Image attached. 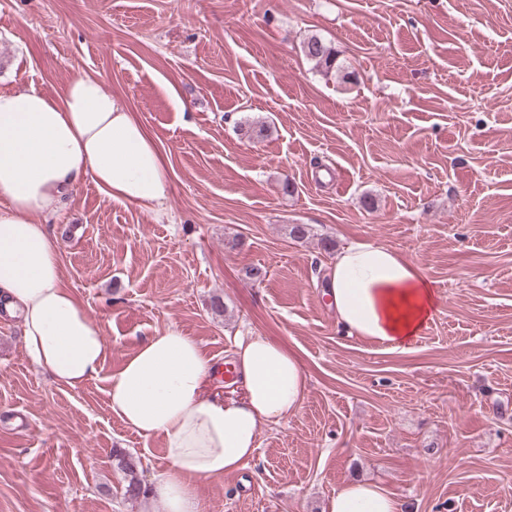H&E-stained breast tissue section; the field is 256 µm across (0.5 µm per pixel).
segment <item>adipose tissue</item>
I'll return each mask as SVG.
<instances>
[{"instance_id": "obj_1", "label": "adipose tissue", "mask_w": 512, "mask_h": 512, "mask_svg": "<svg viewBox=\"0 0 512 512\" xmlns=\"http://www.w3.org/2000/svg\"><path fill=\"white\" fill-rule=\"evenodd\" d=\"M88 178L110 198L151 212L169 185L157 143L97 77L75 75L55 95L0 90V305L19 316L31 363L69 387L99 375L105 344L100 325L62 284L44 219ZM329 276L339 324L393 350L419 336L436 311L421 267L378 243L346 246ZM232 366L242 397L209 395L212 357L171 325L106 378L111 413L143 437L164 438L169 467L148 497L166 512H204L196 481L246 467L262 427L287 420L304 402L309 377L298 357L266 337L238 339ZM326 512H401V504L378 483L350 481Z\"/></svg>"}]
</instances>
